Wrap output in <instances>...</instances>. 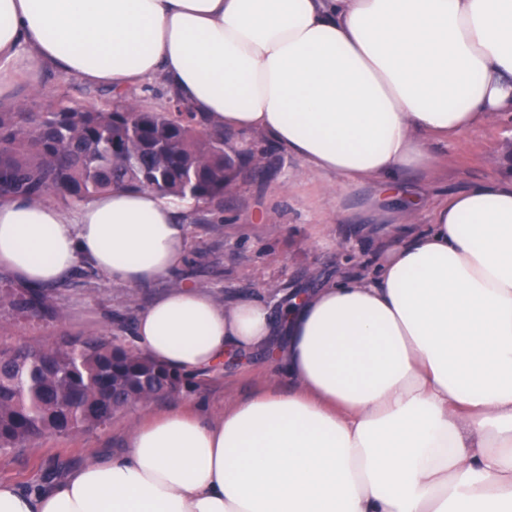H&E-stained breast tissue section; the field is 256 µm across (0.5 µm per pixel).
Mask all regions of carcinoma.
<instances>
[{"label":"carcinoma","instance_id":"obj_1","mask_svg":"<svg viewBox=\"0 0 512 512\" xmlns=\"http://www.w3.org/2000/svg\"><path fill=\"white\" fill-rule=\"evenodd\" d=\"M117 111H74L59 101L43 112L0 111V195L68 202L113 187L159 188L220 209L224 189L256 155L230 156L224 132H208L190 112L131 103ZM54 314L53 290L0 293V306ZM192 385L143 352L104 336L64 338L52 347H0V448L46 435H78L108 425L144 398L165 399Z\"/></svg>","mask_w":512,"mask_h":512}]
</instances>
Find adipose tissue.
I'll return each mask as SVG.
<instances>
[{
	"label": "adipose tissue",
	"mask_w": 512,
	"mask_h": 512,
	"mask_svg": "<svg viewBox=\"0 0 512 512\" xmlns=\"http://www.w3.org/2000/svg\"><path fill=\"white\" fill-rule=\"evenodd\" d=\"M55 71L124 91L161 79L211 130L260 132L345 184L410 201L400 174L512 116V0H0V97ZM193 203L115 188L0 198V270L60 286L81 263L172 279ZM133 349L184 376L272 355L287 391L211 423L175 409L0 512H512V177L439 200L369 273L292 293L280 316L184 285Z\"/></svg>",
	"instance_id": "obj_1"
}]
</instances>
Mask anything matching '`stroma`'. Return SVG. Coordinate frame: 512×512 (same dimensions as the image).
<instances>
[{"label": "stroma", "mask_w": 512, "mask_h": 512, "mask_svg": "<svg viewBox=\"0 0 512 512\" xmlns=\"http://www.w3.org/2000/svg\"><path fill=\"white\" fill-rule=\"evenodd\" d=\"M41 96L18 86L12 94L17 109L37 110L57 96L79 109L113 108L105 88H92L50 72L39 81ZM228 146L248 147L263 155L265 171L255 179L236 182L224 194V209L206 221L189 225V252L178 271L181 282L206 291L219 302L260 299L278 306L282 295L312 290L336 275L343 263L358 270L374 266L386 227L370 221L378 194L367 182L335 196V175L304 167L253 132L226 135ZM431 162L407 171L403 182L424 201L446 196L498 176H512L506 155L512 154V118L493 121L452 142L428 144ZM168 283L129 289L109 284L85 266H77L70 287L57 296L55 318L0 307V343L51 346L64 336L102 334L117 343L132 335L138 312L163 296ZM288 383L268 370V357L258 351L247 358L229 356L217 372L199 376L196 387L163 403L138 406L113 417L104 429L65 437L49 435L24 448L0 451V480L28 490L48 484L91 458L122 454L136 419L173 408H188L212 417L226 405Z\"/></svg>", "instance_id": "stroma-1"}]
</instances>
